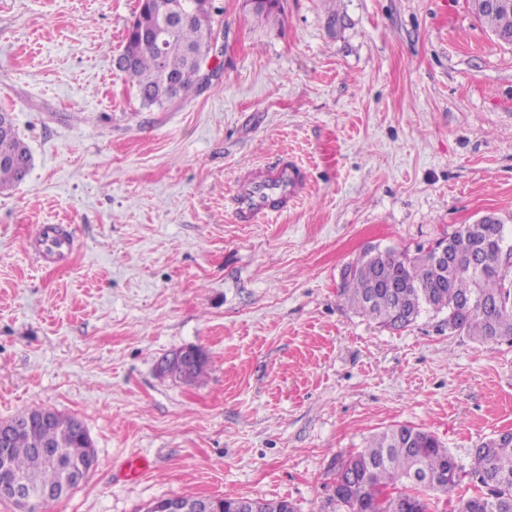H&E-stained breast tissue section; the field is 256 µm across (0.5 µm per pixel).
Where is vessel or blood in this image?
Returning a JSON list of instances; mask_svg holds the SVG:
<instances>
[{
    "label": "vessel or blood",
    "mask_w": 512,
    "mask_h": 512,
    "mask_svg": "<svg viewBox=\"0 0 512 512\" xmlns=\"http://www.w3.org/2000/svg\"><path fill=\"white\" fill-rule=\"evenodd\" d=\"M306 176L294 161L282 158L274 163L240 170L230 196L237 223L255 224L272 214L292 208L303 193ZM37 262L62 265L76 251L69 225H40L30 245Z\"/></svg>",
    "instance_id": "vessel-or-blood-1"
}]
</instances>
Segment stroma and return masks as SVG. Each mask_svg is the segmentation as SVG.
I'll use <instances>...</instances> for the list:
<instances>
[{
  "instance_id": "obj_1",
  "label": "stroma",
  "mask_w": 512,
  "mask_h": 512,
  "mask_svg": "<svg viewBox=\"0 0 512 512\" xmlns=\"http://www.w3.org/2000/svg\"><path fill=\"white\" fill-rule=\"evenodd\" d=\"M215 4L217 76L147 108L113 64L139 0H0V111L32 155L0 192V422L70 415L96 454L45 512L224 494L318 512L390 426L466 471L512 431V342L431 312L384 328L339 296L366 249L412 255L487 214L512 238V46L471 0ZM279 155L306 193L235 223L239 169ZM41 224L73 226L70 263L35 261ZM190 346L199 382L159 371Z\"/></svg>"
}]
</instances>
